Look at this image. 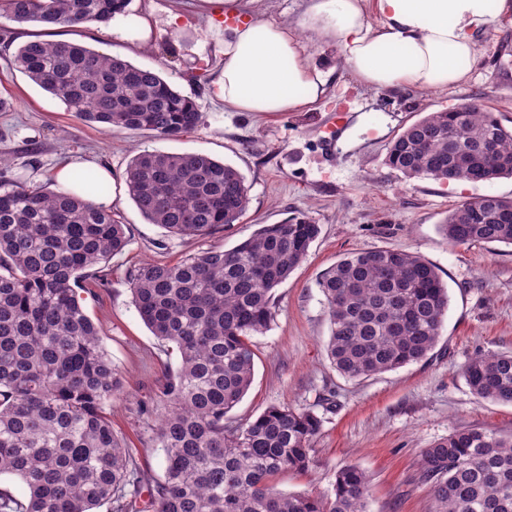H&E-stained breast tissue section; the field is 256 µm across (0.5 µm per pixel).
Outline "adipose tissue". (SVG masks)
<instances>
[{
	"instance_id": "adipose-tissue-1",
	"label": "adipose tissue",
	"mask_w": 512,
	"mask_h": 512,
	"mask_svg": "<svg viewBox=\"0 0 512 512\" xmlns=\"http://www.w3.org/2000/svg\"><path fill=\"white\" fill-rule=\"evenodd\" d=\"M250 0H224L234 22L224 37L215 80L230 112L282 114L316 103L327 74L299 42L292 26L264 20ZM512 18V0H310L303 23L340 49L360 82L382 89L444 90L463 83L478 54V33ZM107 183L108 170L77 159L57 174L65 190L110 208V193H96L88 176Z\"/></svg>"
}]
</instances>
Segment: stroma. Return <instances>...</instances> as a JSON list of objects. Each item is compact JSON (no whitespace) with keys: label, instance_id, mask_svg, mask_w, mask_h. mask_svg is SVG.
<instances>
[{"label":"stroma","instance_id":"stroma-1","mask_svg":"<svg viewBox=\"0 0 512 512\" xmlns=\"http://www.w3.org/2000/svg\"><path fill=\"white\" fill-rule=\"evenodd\" d=\"M304 0H255V15L292 25L319 66L327 91L302 112L265 115L228 112L211 90L224 42L222 0H130L122 26L148 22L145 43L106 35L101 24L56 32L98 52L157 70L182 94L195 97L202 120L177 137L123 129L102 130L12 67L35 24L0 18V155L8 176L34 183L54 179L67 159L82 157L107 169L112 211L127 225L130 244L114 256L104 281L89 282L82 305L99 326L101 345L123 389L109 406L112 427L145 475L137 499L148 512L163 475L155 443L159 396L176 370L171 344L140 319L128 284L147 261H175L211 248L228 250L261 225L307 216L321 227L308 256L274 291L273 320L253 336V383L228 414L229 423L254 420L273 405L310 411L321 420L312 441L311 468L281 473L278 489L323 495L340 469L353 465L370 477L368 512H434L430 483L420 477L426 448L456 430L512 436V404L476 397L464 367L476 355L512 352V245L452 244L442 231L458 204L484 195L512 199V178L490 183L405 179L386 163L390 142L430 112L476 101L512 129V23L479 34L478 60L468 81L444 91L377 90L355 81L334 45L310 41L301 25ZM178 21H171V14ZM341 116L330 126L333 116ZM334 137L326 146V137ZM142 150L203 153L234 166L249 188V205L235 224L197 237L170 235L149 223L131 200L126 169ZM395 249L416 253L438 267L448 288V310L436 347L423 360L379 375L350 379L331 365L330 322L319 286L322 274L348 253Z\"/></svg>","mask_w":512,"mask_h":512}]
</instances>
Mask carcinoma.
I'll return each mask as SVG.
<instances>
[{"instance_id":"obj_1","label":"carcinoma","mask_w":512,"mask_h":512,"mask_svg":"<svg viewBox=\"0 0 512 512\" xmlns=\"http://www.w3.org/2000/svg\"><path fill=\"white\" fill-rule=\"evenodd\" d=\"M129 0H0V17L52 33L108 24ZM13 65L77 118L110 130L175 137L194 129L197 102L151 69L75 42L36 38ZM492 144L495 154L484 152ZM386 163L405 177L490 182L512 177V130L471 102L431 112L390 143ZM141 215L176 236L235 223L249 204L244 176L202 153L144 150L126 169ZM443 230L459 245H512V199L485 195L456 206ZM320 226L305 217L265 224L235 247L134 268L136 310L180 363L162 385L156 441L164 452L154 512H367L370 479L355 466L327 496L284 494L270 480L312 463L313 413L270 406L226 423L253 380L252 336L273 320L274 290L306 259ZM130 242L112 210L46 184L0 183V512H135L141 473L106 406L122 384L79 291L105 276ZM319 286L331 333L327 355L351 379L395 370L436 346L448 308L438 268L399 250L352 252ZM480 399L512 403V353L479 354L464 369ZM421 478L435 512H512V438L458 430L425 449Z\"/></svg>"}]
</instances>
